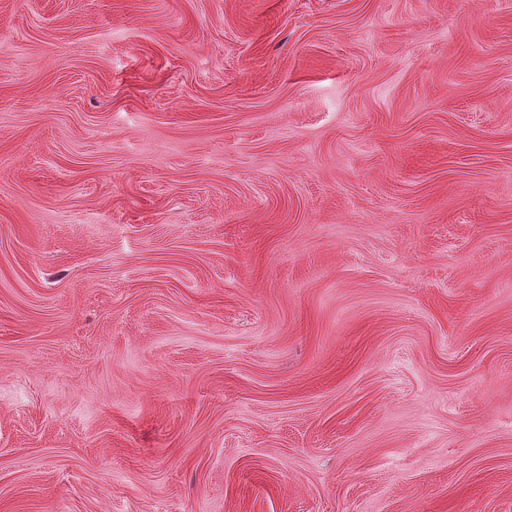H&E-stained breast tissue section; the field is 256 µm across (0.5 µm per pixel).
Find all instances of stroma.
Wrapping results in <instances>:
<instances>
[{
    "label": "stroma",
    "instance_id": "35a3bbf8",
    "mask_svg": "<svg viewBox=\"0 0 512 512\" xmlns=\"http://www.w3.org/2000/svg\"><path fill=\"white\" fill-rule=\"evenodd\" d=\"M0 512H512V0H0Z\"/></svg>",
    "mask_w": 512,
    "mask_h": 512
}]
</instances>
